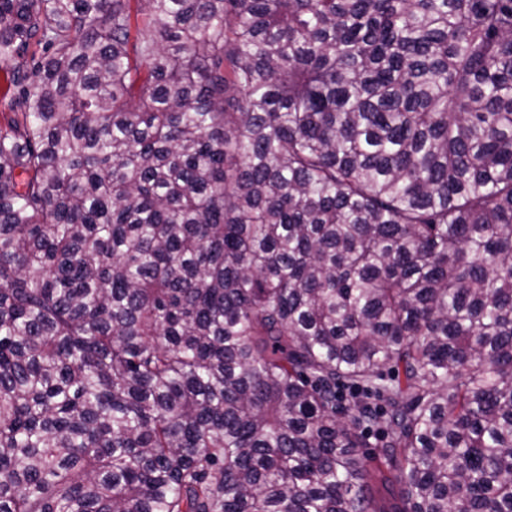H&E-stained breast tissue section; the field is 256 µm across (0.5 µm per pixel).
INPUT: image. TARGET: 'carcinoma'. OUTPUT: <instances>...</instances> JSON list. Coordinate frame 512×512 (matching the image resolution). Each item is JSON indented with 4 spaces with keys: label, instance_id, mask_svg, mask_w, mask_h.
<instances>
[{
    "label": "carcinoma",
    "instance_id": "carcinoma-1",
    "mask_svg": "<svg viewBox=\"0 0 512 512\" xmlns=\"http://www.w3.org/2000/svg\"><path fill=\"white\" fill-rule=\"evenodd\" d=\"M0 70V512H512V0H0Z\"/></svg>",
    "mask_w": 512,
    "mask_h": 512
}]
</instances>
